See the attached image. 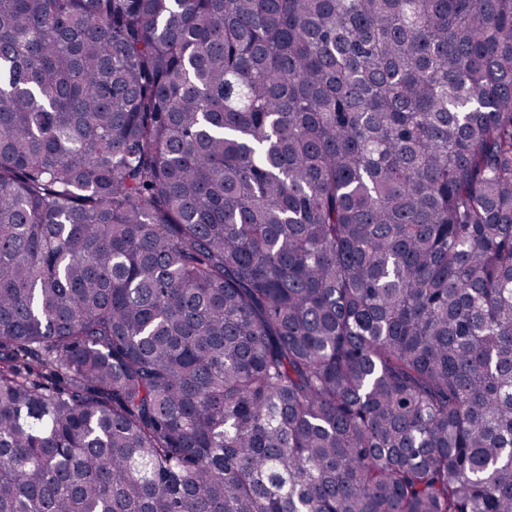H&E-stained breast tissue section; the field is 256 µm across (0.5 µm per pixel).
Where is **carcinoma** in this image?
<instances>
[{"label": "carcinoma", "instance_id": "cac0c4a2", "mask_svg": "<svg viewBox=\"0 0 512 512\" xmlns=\"http://www.w3.org/2000/svg\"><path fill=\"white\" fill-rule=\"evenodd\" d=\"M0 512H512V0H0Z\"/></svg>", "mask_w": 512, "mask_h": 512}]
</instances>
